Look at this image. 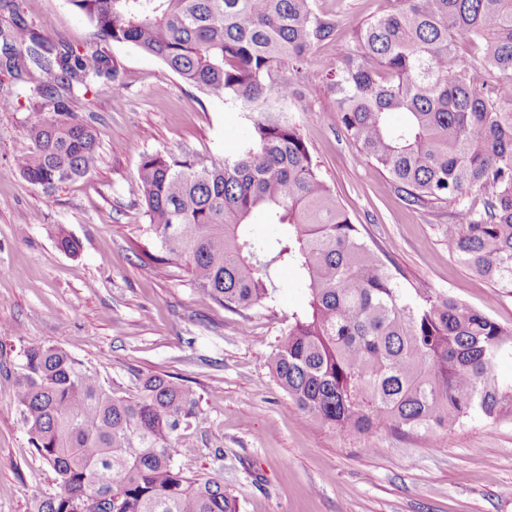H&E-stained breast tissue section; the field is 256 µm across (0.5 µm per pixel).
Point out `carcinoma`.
I'll use <instances>...</instances> for the list:
<instances>
[{
    "instance_id": "obj_1",
    "label": "carcinoma",
    "mask_w": 512,
    "mask_h": 512,
    "mask_svg": "<svg viewBox=\"0 0 512 512\" xmlns=\"http://www.w3.org/2000/svg\"><path fill=\"white\" fill-rule=\"evenodd\" d=\"M97 43L131 44L204 95L238 103L250 121L243 150L222 163L144 153L136 186L161 254L232 311L274 299L270 268H289L306 295L270 369L299 412L345 434L382 427L403 434L512 416V325L432 289L403 288L381 251L352 223L320 177L312 150L282 101L292 69L336 33L314 0H68ZM15 16L0 30L16 80L27 62L54 85L27 88L49 115L25 127L31 151L13 170L52 191L95 164L97 134L72 109L119 80L102 50L81 53ZM354 47L326 73L336 121L357 154L410 205L446 206L451 250L482 286L512 294V0H394L355 28ZM475 45L484 94L460 49ZM398 113L401 120L391 121ZM471 193L482 197L474 208ZM278 226L273 238L254 220ZM68 255L80 250L55 233ZM14 403L57 488L32 512H239L219 478L177 463V437L206 423L200 396L154 374L133 398L55 345L22 352Z\"/></svg>"
}]
</instances>
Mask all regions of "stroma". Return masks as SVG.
<instances>
[{
    "label": "stroma",
    "mask_w": 512,
    "mask_h": 512,
    "mask_svg": "<svg viewBox=\"0 0 512 512\" xmlns=\"http://www.w3.org/2000/svg\"><path fill=\"white\" fill-rule=\"evenodd\" d=\"M18 2L21 18L45 23L50 39L92 46L89 22L68 0ZM314 5L335 19L336 36L314 47L284 108L322 177L388 266L404 273V287L436 289L512 325V295L474 287L449 249L448 209L407 204L357 155L322 89L354 27L390 11L392 0ZM104 50L120 68L119 86L73 103L97 132L95 166L50 195L12 171L30 150L22 130L38 117L19 90L50 77L33 67L20 83L0 69V96L14 99L0 112V512H30L56 487L18 419L8 377L33 344L65 348L118 397L136 396L152 373L192 387L207 423L180 437L177 461L187 474L222 478L240 512H512V417L431 437L332 432L296 409L269 368L305 300L292 270L276 271L271 305L233 312L201 291L184 264L149 261L158 247L135 194L141 154L221 161L244 147L248 121L154 56L128 44ZM60 226L79 240L78 255L57 249Z\"/></svg>",
    "instance_id": "1"
}]
</instances>
